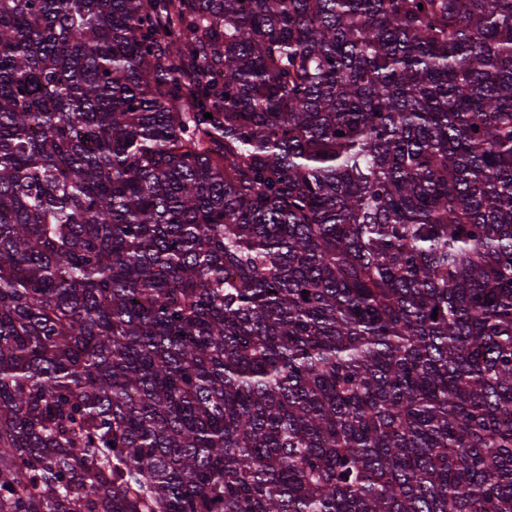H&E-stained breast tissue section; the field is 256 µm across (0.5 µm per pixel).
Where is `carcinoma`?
Wrapping results in <instances>:
<instances>
[{
	"mask_svg": "<svg viewBox=\"0 0 512 512\" xmlns=\"http://www.w3.org/2000/svg\"><path fill=\"white\" fill-rule=\"evenodd\" d=\"M0 512H512V0H0Z\"/></svg>",
	"mask_w": 512,
	"mask_h": 512,
	"instance_id": "cac0c4a2",
	"label": "carcinoma"
}]
</instances>
